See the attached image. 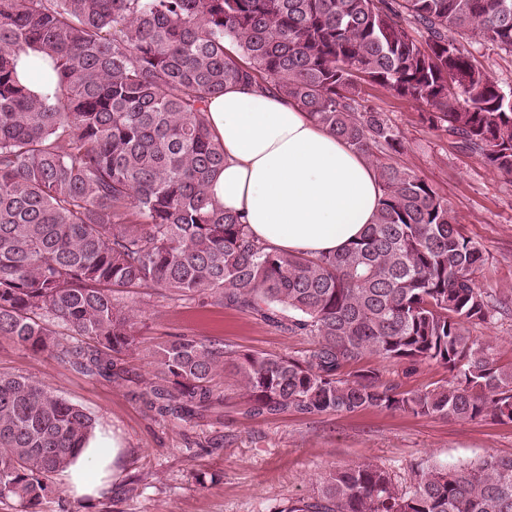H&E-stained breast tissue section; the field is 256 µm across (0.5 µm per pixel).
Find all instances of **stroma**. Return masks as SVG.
I'll list each match as a JSON object with an SVG mask.
<instances>
[{
    "instance_id": "stroma-1",
    "label": "stroma",
    "mask_w": 512,
    "mask_h": 512,
    "mask_svg": "<svg viewBox=\"0 0 512 512\" xmlns=\"http://www.w3.org/2000/svg\"><path fill=\"white\" fill-rule=\"evenodd\" d=\"M369 108L386 112L404 141L391 163L409 168L444 199L462 233L487 257L481 281L512 294V176L491 171L475 154L460 151L443 130L421 119L426 107L386 90L371 91ZM140 309L137 354L114 361L120 379L82 372L45 353L35 355L0 338V372L26 375L83 408L124 445L120 474L95 497L76 498L62 482L40 512H285L289 502L313 494L330 469L366 459L408 486L419 463L455 465L493 454L512 457V422L416 417L367 409L353 414L306 416L293 412L253 416L232 368L217 378L221 401L192 417L160 415L144 395L155 372L148 354L176 335L223 341L226 350L299 357L314 337L289 333L252 314L222 305L173 301L149 289L130 295ZM496 344L501 365L512 366V312L473 326ZM382 370L401 390L448 381L442 366L389 363L374 356L347 365L348 373Z\"/></svg>"
}]
</instances>
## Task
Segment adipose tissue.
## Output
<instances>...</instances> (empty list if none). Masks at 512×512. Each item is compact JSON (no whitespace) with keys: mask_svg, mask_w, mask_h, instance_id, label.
Returning <instances> with one entry per match:
<instances>
[{"mask_svg":"<svg viewBox=\"0 0 512 512\" xmlns=\"http://www.w3.org/2000/svg\"><path fill=\"white\" fill-rule=\"evenodd\" d=\"M224 146V168L209 192L244 214L254 236L291 254L343 248L372 223L382 196L369 159L316 124L296 102L233 86L208 105ZM122 443L98 431L62 472L70 494H97L118 475Z\"/></svg>","mask_w":512,"mask_h":512,"instance_id":"ef3b65f1","label":"adipose tissue"}]
</instances>
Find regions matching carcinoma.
I'll return each mask as SVG.
<instances>
[{"mask_svg":"<svg viewBox=\"0 0 512 512\" xmlns=\"http://www.w3.org/2000/svg\"><path fill=\"white\" fill-rule=\"evenodd\" d=\"M512 54V0H0V336L112 377L138 350L153 288L315 337L301 357L236 353L177 336L153 352L161 413L218 400L231 365L254 415L367 408L462 421H512V367L470 335L512 302L484 287L488 258L448 202L409 169L368 88L429 107L459 147L512 175V85L461 40ZM54 79L32 92L18 72ZM257 83L292 99L372 163L373 223L344 248L307 257L271 249L245 217L209 198L224 168L208 99ZM366 355L436 363L450 380L403 391ZM96 419L27 376L0 373V502L22 512L53 492ZM286 512H512V457L418 466L402 489L371 461L328 472Z\"/></svg>","mask_w":512,"mask_h":512,"instance_id":"cac0c4a2","label":"carcinoma"}]
</instances>
